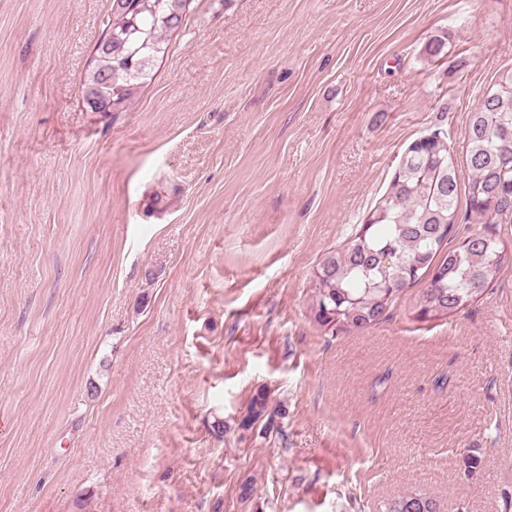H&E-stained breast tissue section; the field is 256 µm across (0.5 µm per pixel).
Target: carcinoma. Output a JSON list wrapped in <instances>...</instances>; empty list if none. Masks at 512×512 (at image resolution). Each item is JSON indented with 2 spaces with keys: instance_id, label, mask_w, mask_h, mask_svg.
Wrapping results in <instances>:
<instances>
[{
  "instance_id": "obj_1",
  "label": "carcinoma",
  "mask_w": 512,
  "mask_h": 512,
  "mask_svg": "<svg viewBox=\"0 0 512 512\" xmlns=\"http://www.w3.org/2000/svg\"><path fill=\"white\" fill-rule=\"evenodd\" d=\"M188 0H111L104 35L83 87L93 88L94 112H123L151 78L182 23ZM485 101L468 113L465 131L469 207L488 224L512 220V68L498 74ZM460 176L447 135L412 142L365 224L343 248L328 252L314 272L310 311L330 331L385 320L408 287L422 280L419 314L447 317L470 306L512 266V248L495 234L474 233L442 253L458 220ZM267 389H258L234 419L215 424L243 442L274 429ZM385 512H437L425 496L403 494Z\"/></svg>"
}]
</instances>
